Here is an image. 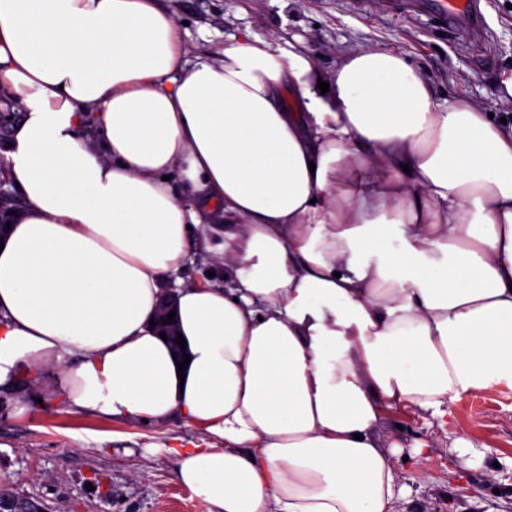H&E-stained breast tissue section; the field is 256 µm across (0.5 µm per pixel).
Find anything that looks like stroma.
Segmentation results:
<instances>
[{
    "label": "stroma",
    "mask_w": 512,
    "mask_h": 512,
    "mask_svg": "<svg viewBox=\"0 0 512 512\" xmlns=\"http://www.w3.org/2000/svg\"><path fill=\"white\" fill-rule=\"evenodd\" d=\"M486 0L485 37L474 42L440 29L429 16L356 11L351 0H163L192 54L214 52L245 36L278 35L281 50L307 51L319 71L344 56L385 48L406 57L440 97L466 98L512 122V9ZM224 271L207 253L165 273L169 286ZM404 458L406 491L397 512H512V390L493 389L449 405L444 419L413 409L385 414ZM195 427L68 411L51 381L20 382L0 392V489L39 500L47 512H210L180 484L169 447L200 442Z\"/></svg>",
    "instance_id": "obj_1"
}]
</instances>
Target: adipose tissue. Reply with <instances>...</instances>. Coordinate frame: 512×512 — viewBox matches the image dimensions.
Returning <instances> with one entry per match:
<instances>
[{
  "instance_id": "obj_1",
  "label": "adipose tissue",
  "mask_w": 512,
  "mask_h": 512,
  "mask_svg": "<svg viewBox=\"0 0 512 512\" xmlns=\"http://www.w3.org/2000/svg\"><path fill=\"white\" fill-rule=\"evenodd\" d=\"M12 103L0 389L190 422L212 512H396L384 411L512 390V124L402 55L321 77L267 40L190 56L161 0H0ZM194 251L228 284L176 289L182 366L152 320Z\"/></svg>"
}]
</instances>
